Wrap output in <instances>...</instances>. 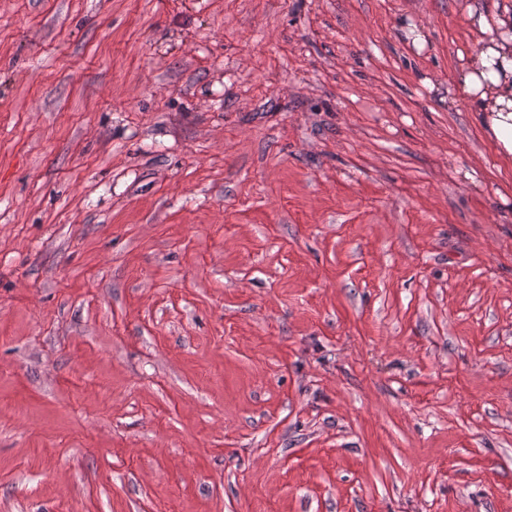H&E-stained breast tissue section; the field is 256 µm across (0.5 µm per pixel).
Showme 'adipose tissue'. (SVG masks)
<instances>
[{
    "instance_id": "adipose-tissue-1",
    "label": "adipose tissue",
    "mask_w": 512,
    "mask_h": 512,
    "mask_svg": "<svg viewBox=\"0 0 512 512\" xmlns=\"http://www.w3.org/2000/svg\"><path fill=\"white\" fill-rule=\"evenodd\" d=\"M467 22L475 48L457 52L455 102L477 122L503 160L512 159V0H468Z\"/></svg>"
}]
</instances>
